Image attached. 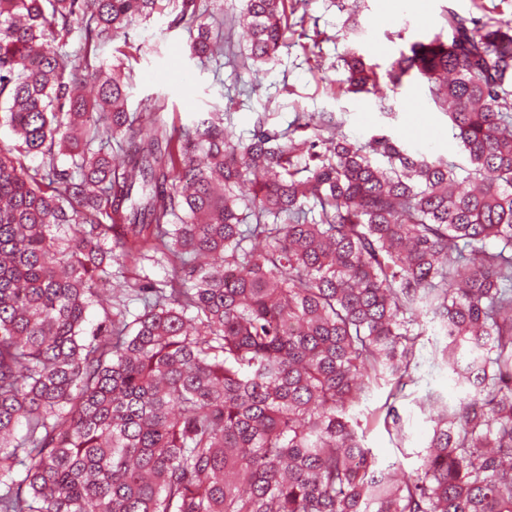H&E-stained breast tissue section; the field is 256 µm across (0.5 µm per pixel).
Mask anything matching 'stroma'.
Returning a JSON list of instances; mask_svg holds the SVG:
<instances>
[{
    "label": "stroma",
    "instance_id": "1",
    "mask_svg": "<svg viewBox=\"0 0 512 512\" xmlns=\"http://www.w3.org/2000/svg\"><path fill=\"white\" fill-rule=\"evenodd\" d=\"M244 8L245 0H214L208 23L222 27L224 52L210 58L190 56L188 32L174 23L175 0H165L160 14L137 24L129 33V111H142L159 97L168 103L165 120L190 125L218 105L235 137L249 138L263 115L283 145L300 137L297 113L327 112L350 141L384 133L426 155L463 163L426 82L413 79L395 91L383 83L376 92L352 94L345 90L342 59L353 52L386 71L410 43L448 37V13L512 20V0H301L297 11L305 16L303 32L317 42L315 51L302 50L299 33L291 31L271 62L246 68L240 64L248 50ZM403 415L409 435L403 448H395L380 427L367 431L365 444L382 462L409 471L420 463L429 426L411 402H404Z\"/></svg>",
    "mask_w": 512,
    "mask_h": 512
}]
</instances>
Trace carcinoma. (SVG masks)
Listing matches in <instances>:
<instances>
[{
    "instance_id": "obj_1",
    "label": "carcinoma",
    "mask_w": 512,
    "mask_h": 512,
    "mask_svg": "<svg viewBox=\"0 0 512 512\" xmlns=\"http://www.w3.org/2000/svg\"><path fill=\"white\" fill-rule=\"evenodd\" d=\"M160 2L0 0V512H512V23L450 11L451 37L386 73L428 83L458 165L338 139L325 112L282 145L261 119L243 141L220 111L178 129L161 101L129 111L123 62L90 56ZM290 11L246 0L243 62L274 57ZM204 13L175 18L199 58L224 50ZM344 64L346 92L374 88ZM429 331L461 396L416 400L430 433L399 477L366 432L402 447Z\"/></svg>"
}]
</instances>
